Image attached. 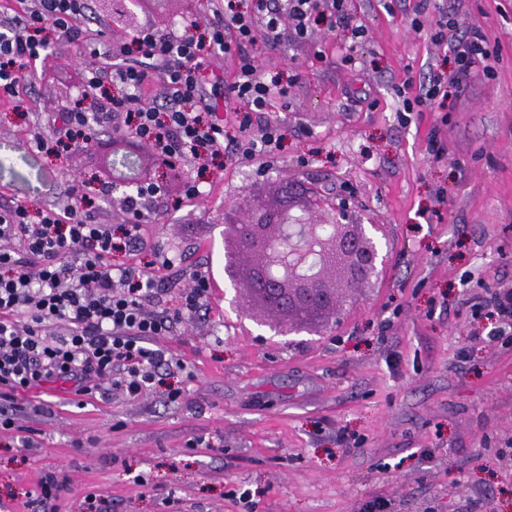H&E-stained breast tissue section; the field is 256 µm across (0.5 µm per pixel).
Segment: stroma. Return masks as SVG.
<instances>
[{"mask_svg":"<svg viewBox=\"0 0 512 512\" xmlns=\"http://www.w3.org/2000/svg\"><path fill=\"white\" fill-rule=\"evenodd\" d=\"M91 8L86 45L56 44L28 84L27 117L0 102V190L33 208L65 203L76 182L94 196L112 152L26 147L80 96L91 52L149 23L213 17L210 0ZM345 11L366 30L360 43L319 21L305 41L256 54L290 86L288 106L271 100L252 126H279L277 153L204 170L187 159L193 201L163 184L167 210L145 225L138 257L173 264L149 309L177 307L196 270L210 283L201 311L154 342L181 369L136 399L60 383L22 398L0 429V512H38L51 473L68 480L57 512H85L92 493L100 512H358L374 498L384 512H512V333L487 339V302L512 289V0H346ZM442 14L449 36L481 29L491 59L462 74L429 38ZM409 76L448 96L404 121L396 88ZM346 185L361 222L380 227L387 268L340 323L277 333L225 272L224 226L247 197L330 204ZM342 434L357 448L340 447Z\"/></svg>","mask_w":512,"mask_h":512,"instance_id":"1","label":"stroma"}]
</instances>
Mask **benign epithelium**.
I'll list each match as a JSON object with an SVG mask.
<instances>
[{
    "mask_svg": "<svg viewBox=\"0 0 512 512\" xmlns=\"http://www.w3.org/2000/svg\"><path fill=\"white\" fill-rule=\"evenodd\" d=\"M135 163V176L145 167L178 181L182 173L166 163L113 147V158ZM351 189L336 196L334 219L311 218L309 204L291 200L267 203L253 199L246 203L242 217L224 225L229 247L225 267L237 276L241 256L250 258L242 288L252 298H261L264 312L288 321V331L300 330L315 316H341L352 300V290L373 284L385 263V256L367 228L355 221L350 207Z\"/></svg>",
    "mask_w": 512,
    "mask_h": 512,
    "instance_id": "1",
    "label": "benign epithelium"
}]
</instances>
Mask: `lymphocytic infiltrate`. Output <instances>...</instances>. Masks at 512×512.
I'll list each match as a JSON object with an SVG mask.
<instances>
[{
    "mask_svg": "<svg viewBox=\"0 0 512 512\" xmlns=\"http://www.w3.org/2000/svg\"><path fill=\"white\" fill-rule=\"evenodd\" d=\"M329 5L342 24H351L344 0H222L218 22L185 21L182 28L158 31L145 26L129 40L111 45L106 65L88 63L81 97L55 115L53 136L34 134L36 149L58 156L97 145L104 137L133 140L158 156L187 157L205 165L234 153L254 160L280 146L276 127L261 138L250 133L252 116L271 98L286 101L288 88L260 73L253 47L274 48L303 40L311 22ZM88 0H28L23 13L0 17V97L20 110L21 82L47 60L52 41L78 43ZM352 26L362 38L360 25ZM137 64H126L129 54ZM226 57L237 62L227 103L239 136L224 138V118L204 105L206 64ZM167 85L165 100H147L154 80ZM161 185L143 184L126 196L134 222L113 230L89 207L85 194L71 190L66 208L30 211L20 201L0 205V425L11 426L18 395L58 382L87 395L104 388L130 398L157 382L172 361L151 348L174 322L196 315L209 294V281L195 275L174 315L148 306L158 282L135 265H116V252L138 251L142 226L155 217Z\"/></svg>",
    "mask_w": 512,
    "mask_h": 512,
    "instance_id": "1",
    "label": "lymphocytic infiltrate"
}]
</instances>
